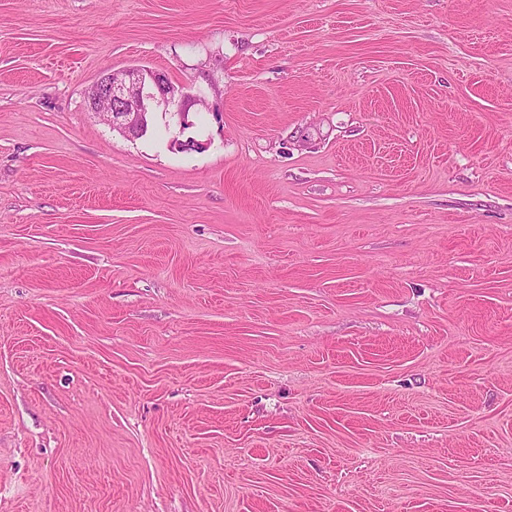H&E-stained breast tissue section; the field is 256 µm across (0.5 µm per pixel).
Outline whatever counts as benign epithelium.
I'll return each instance as SVG.
<instances>
[{"label":"benign epithelium","mask_w":512,"mask_h":512,"mask_svg":"<svg viewBox=\"0 0 512 512\" xmlns=\"http://www.w3.org/2000/svg\"><path fill=\"white\" fill-rule=\"evenodd\" d=\"M200 98L174 84L165 74L141 66L104 74L87 95L89 109L94 113L102 101L111 105L109 124L126 136L146 131L155 107L160 105L173 108L171 116L177 118L179 133H184L193 126L189 105L198 104Z\"/></svg>","instance_id":"benign-epithelium-1"}]
</instances>
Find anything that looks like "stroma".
I'll list each match as a JSON object with an SVG mask.
<instances>
[{"instance_id":"1","label":"stroma","mask_w":512,"mask_h":512,"mask_svg":"<svg viewBox=\"0 0 512 512\" xmlns=\"http://www.w3.org/2000/svg\"><path fill=\"white\" fill-rule=\"evenodd\" d=\"M0 512H512V0H0ZM201 95L184 91V87L174 84L165 74L141 66L128 67L120 71H110L98 79L90 88L87 99L89 109L95 114L98 104L106 101L112 112L108 117L112 129L126 136L141 134L157 106L163 105L166 115L169 107L171 116L177 118L179 135L191 128L189 105L198 104Z\"/></svg>"}]
</instances>
